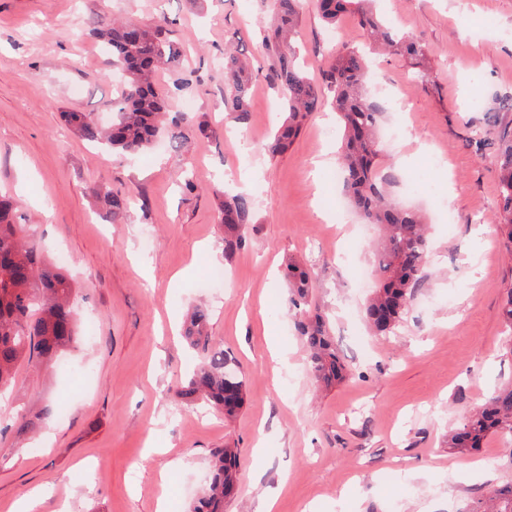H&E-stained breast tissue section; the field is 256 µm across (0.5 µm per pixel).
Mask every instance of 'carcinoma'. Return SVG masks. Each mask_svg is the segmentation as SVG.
Instances as JSON below:
<instances>
[{
  "label": "carcinoma",
  "instance_id": "carcinoma-1",
  "mask_svg": "<svg viewBox=\"0 0 512 512\" xmlns=\"http://www.w3.org/2000/svg\"><path fill=\"white\" fill-rule=\"evenodd\" d=\"M371 0H318L323 21L334 26L344 13L354 14L361 27L391 52L416 65L419 83L429 82L424 66V47L401 37L367 8ZM299 0H274V21L268 41L275 46L274 80L285 93L288 118L277 129L268 146L271 155L287 150L305 121L332 98L343 127L344 195L349 208L364 223L375 224L382 233L377 249L378 283L365 305V319L376 334L391 332L402 321L406 309L425 281L429 237L427 217L415 206L403 205L393 196L394 176L377 163L378 128L381 109L366 85L368 65L363 51L348 43L326 70L325 81L317 85L303 73L291 34L298 23ZM111 53L121 75V91L114 99L117 119L103 125L88 112H65L66 125L78 136L107 145L114 151L140 154L151 148L159 134L179 148L188 140L184 117L171 113L167 101L154 86V72L178 65L184 58L181 44L171 38L165 21L147 26L119 24L96 31ZM224 111L237 122L248 118L252 76L241 54L224 49ZM499 224L512 243V133L499 137ZM112 215L127 207V199L107 187L98 190ZM251 204L243 195L224 197V256L242 244L240 229L249 220ZM297 330L305 342L310 375L329 388L345 377V365L336 354L321 317L308 314V273L298 264H288ZM75 282L67 270L45 255L31 225L13 201L0 198V389L10 386L18 366L27 362L51 365L60 352L79 337L77 319L71 308ZM210 311L197 306L190 315L187 333L193 344L208 343ZM178 396L186 403L206 402L230 419L244 405L243 381L235 360L217 349L195 366L187 385ZM47 413L19 414L14 423L19 435L36 431ZM493 434L512 437V384L495 392L482 408L471 413L462 425L448 433V447L475 449ZM238 453L217 448L212 453L208 480L191 504L190 512H224V501L239 494ZM488 508L470 512H512V484L490 490Z\"/></svg>",
  "mask_w": 512,
  "mask_h": 512
}]
</instances>
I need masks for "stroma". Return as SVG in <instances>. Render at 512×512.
Returning a JSON list of instances; mask_svg holds the SVG:
<instances>
[{"label": "stroma", "mask_w": 512, "mask_h": 512, "mask_svg": "<svg viewBox=\"0 0 512 512\" xmlns=\"http://www.w3.org/2000/svg\"><path fill=\"white\" fill-rule=\"evenodd\" d=\"M269 4L0 0V196L19 205L50 253L69 257L84 328L55 364L21 365L0 394V512L34 487L44 491L35 512H156L161 497L170 512H189L216 448L241 453V491L224 512H256L270 487L279 491L275 512H468L487 488L512 483V438L502 435L483 443L464 480L447 479L449 431L512 382V339L499 318L512 245L494 222L498 135L512 128V0L374 2L428 48L432 71L420 84L408 60L385 51L370 71L385 125L405 124L381 142V164L400 176L396 195L417 181L412 201L432 226L428 277L386 335L367 329V294L351 286L373 260L378 231L354 239L359 217L336 208L341 131L331 102L288 151H267L284 119L264 41ZM162 14L187 59L155 81L170 111L184 115L187 143L122 157L70 133L63 113L114 116L112 59L92 28ZM490 17L496 29L484 28ZM327 32L315 0H301L294 42L316 82L343 43L368 41L351 14L335 41ZM228 44L253 75L241 124L224 110ZM179 79L187 85L176 93ZM476 128L489 132L480 148ZM100 186L127 198L124 215L109 217ZM228 191L252 202L244 242L229 257L219 222ZM291 261L308 270L309 310L324 317L349 367L329 389L306 375L287 304ZM213 265L226 275L217 290L204 280ZM198 305L210 310L211 348L242 373L245 402L231 419L177 397L204 356L182 336ZM19 410L46 413L37 438L16 433Z\"/></svg>", "instance_id": "35a3bbf8"}]
</instances>
